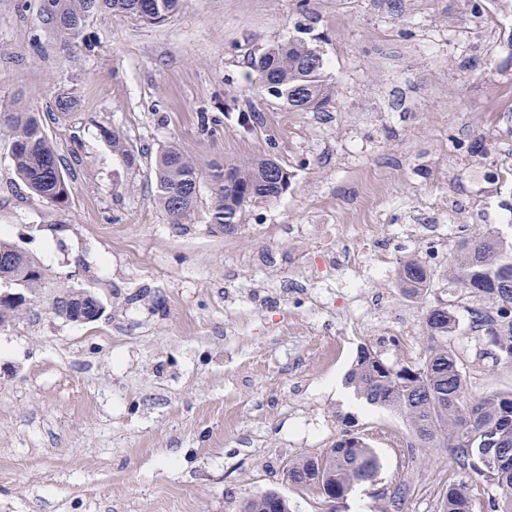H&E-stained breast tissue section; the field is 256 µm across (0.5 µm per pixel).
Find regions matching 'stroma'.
<instances>
[{
  "instance_id": "35a3bbf8",
  "label": "stroma",
  "mask_w": 512,
  "mask_h": 512,
  "mask_svg": "<svg viewBox=\"0 0 512 512\" xmlns=\"http://www.w3.org/2000/svg\"><path fill=\"white\" fill-rule=\"evenodd\" d=\"M40 8L0 0V112L40 113L68 199L31 192L0 128V238L43 273L0 329V512H232L272 489L292 512H323L283 471L330 448L346 417L372 436L383 482L420 486L406 512H433L455 464L406 448L401 415L356 401L345 377L358 349L418 361L425 311L445 302L468 391L510 389L512 371L466 339L444 263L424 295L393 272L369 282L359 335L327 313L347 303L359 225H382L396 261L440 232L452 254L491 227L512 237V0H181L160 24L91 14L73 40ZM291 37L323 53L325 111H291L256 83L252 57ZM228 103L255 110L252 134ZM115 130L142 149L135 164L113 154ZM171 144L203 164L277 157L289 187L233 235L211 228L206 183L171 223L153 201L154 156ZM70 289L100 299L97 322L54 313ZM293 320L305 333L289 335ZM387 322L409 347L384 343ZM322 340L343 346L309 357Z\"/></svg>"
}]
</instances>
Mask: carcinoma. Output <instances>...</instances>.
Instances as JSON below:
<instances>
[{
    "instance_id": "cac0c4a2",
    "label": "carcinoma",
    "mask_w": 512,
    "mask_h": 512,
    "mask_svg": "<svg viewBox=\"0 0 512 512\" xmlns=\"http://www.w3.org/2000/svg\"><path fill=\"white\" fill-rule=\"evenodd\" d=\"M51 13L42 24L65 39L79 37L90 15L110 10L148 23H162L179 8L180 0H50ZM252 68L262 89L296 112H318L332 101L334 86L318 46L302 39L284 41L255 57ZM0 125L12 135V156L18 174L35 195L57 204L68 195L60 159L36 112H1ZM112 151L127 163L136 161L134 145L112 132ZM278 159L261 156L203 166L175 146L157 152L155 202L172 223L179 224L198 200L202 181L210 182L214 200L210 224L224 231L241 225L247 209L260 200H274L288 189V177L271 174ZM267 184L265 192L244 198L245 190ZM0 252L13 260L0 265V284L20 281L39 287L42 275L31 270L13 244L0 239ZM399 285L412 294L430 285L432 273L408 260L399 268ZM448 287L482 303L470 309L472 327L494 348L495 363L512 368V240L486 230L464 243L453 260ZM427 346L418 362H386L367 345L361 347L346 383L366 403L401 414L416 448H444L453 458L460 479L448 483L437 512H475L468 481L488 488L486 512H512V389L473 396L466 391L465 356L448 344L456 327L450 304L428 308ZM371 437L346 430L322 455H303L283 472L286 483L315 490L326 512H342L353 490L371 484L383 468L371 448ZM416 486L394 480L379 512H404ZM290 512L288 497L277 490L239 502L235 512Z\"/></svg>"
}]
</instances>
